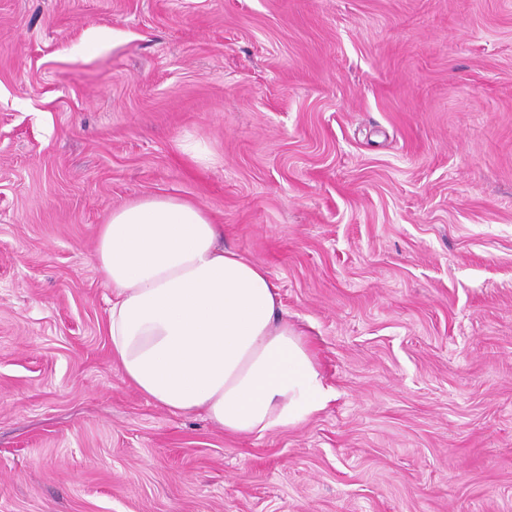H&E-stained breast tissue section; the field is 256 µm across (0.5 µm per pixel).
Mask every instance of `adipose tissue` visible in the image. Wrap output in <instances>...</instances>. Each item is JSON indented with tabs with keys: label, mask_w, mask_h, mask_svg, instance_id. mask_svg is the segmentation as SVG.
<instances>
[{
	"label": "adipose tissue",
	"mask_w": 512,
	"mask_h": 512,
	"mask_svg": "<svg viewBox=\"0 0 512 512\" xmlns=\"http://www.w3.org/2000/svg\"><path fill=\"white\" fill-rule=\"evenodd\" d=\"M194 202L154 196L112 211L95 261L112 290V357L144 396L225 434L263 436L322 411L315 355L260 263L224 248Z\"/></svg>",
	"instance_id": "1"
}]
</instances>
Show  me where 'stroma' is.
Segmentation results:
<instances>
[{
    "label": "stroma",
    "instance_id": "stroma-1",
    "mask_svg": "<svg viewBox=\"0 0 512 512\" xmlns=\"http://www.w3.org/2000/svg\"><path fill=\"white\" fill-rule=\"evenodd\" d=\"M160 195L266 267L323 411L126 381L96 236ZM0 512H512V0H0Z\"/></svg>",
    "mask_w": 512,
    "mask_h": 512
}]
</instances>
